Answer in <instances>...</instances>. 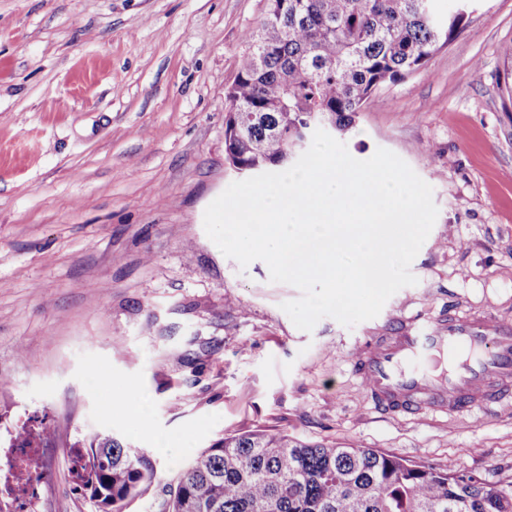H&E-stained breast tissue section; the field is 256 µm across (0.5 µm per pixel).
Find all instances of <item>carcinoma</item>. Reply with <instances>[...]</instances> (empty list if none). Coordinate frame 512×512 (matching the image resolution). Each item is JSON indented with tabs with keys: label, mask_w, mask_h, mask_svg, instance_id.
Here are the masks:
<instances>
[{
	"label": "carcinoma",
	"mask_w": 512,
	"mask_h": 512,
	"mask_svg": "<svg viewBox=\"0 0 512 512\" xmlns=\"http://www.w3.org/2000/svg\"><path fill=\"white\" fill-rule=\"evenodd\" d=\"M432 2L265 0L225 94V161L243 172L286 167L315 130L345 137L385 84L426 71L466 27L465 8L440 22ZM81 457L93 512H124L152 484L150 456L108 434L89 436ZM159 512H512V490L474 472L259 429L181 464Z\"/></svg>",
	"instance_id": "cac0c4a2"
}]
</instances>
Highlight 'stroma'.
I'll return each instance as SVG.
<instances>
[{
	"instance_id": "35a3bbf8",
	"label": "stroma",
	"mask_w": 512,
	"mask_h": 512,
	"mask_svg": "<svg viewBox=\"0 0 512 512\" xmlns=\"http://www.w3.org/2000/svg\"><path fill=\"white\" fill-rule=\"evenodd\" d=\"M264 0H0V429L53 436L49 512H90L68 451L93 432L145 449L158 512L171 457L259 427L512 481V413L379 412L353 356L393 318L512 321V0H480L424 73L385 86L344 143L401 157L437 220L416 285L374 319L299 330L265 262L203 225L234 181L225 91Z\"/></svg>"
}]
</instances>
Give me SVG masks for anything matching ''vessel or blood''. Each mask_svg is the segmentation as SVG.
Here are the masks:
<instances>
[{
    "label": "vessel or blood",
    "mask_w": 512,
    "mask_h": 512,
    "mask_svg": "<svg viewBox=\"0 0 512 512\" xmlns=\"http://www.w3.org/2000/svg\"><path fill=\"white\" fill-rule=\"evenodd\" d=\"M355 368L390 414L492 411L512 399V324L453 311L396 321L372 337Z\"/></svg>",
    "instance_id": "obj_1"
}]
</instances>
